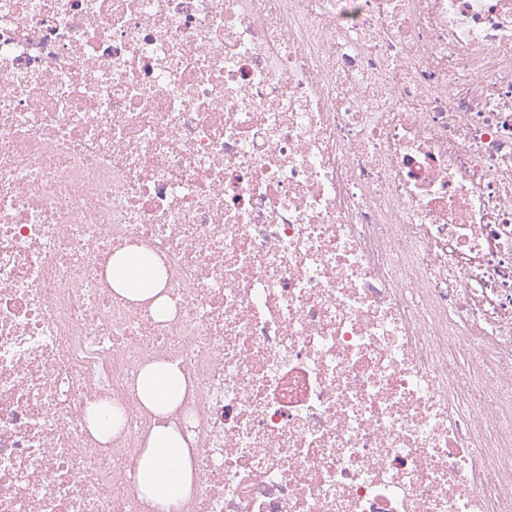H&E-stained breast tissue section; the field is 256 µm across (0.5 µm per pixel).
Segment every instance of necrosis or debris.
Wrapping results in <instances>:
<instances>
[{"instance_id": "1", "label": "necrosis or debris", "mask_w": 512, "mask_h": 512, "mask_svg": "<svg viewBox=\"0 0 512 512\" xmlns=\"http://www.w3.org/2000/svg\"><path fill=\"white\" fill-rule=\"evenodd\" d=\"M155 361L180 512H512V0H0V512H149ZM108 274L119 287L118 292L136 300L153 297L161 290L156 288L147 264L136 251L112 259ZM185 381L178 366L158 362L139 374L137 391L155 416V424L138 463V496L154 512H178L195 478L187 444L170 423L180 403Z\"/></svg>"}]
</instances>
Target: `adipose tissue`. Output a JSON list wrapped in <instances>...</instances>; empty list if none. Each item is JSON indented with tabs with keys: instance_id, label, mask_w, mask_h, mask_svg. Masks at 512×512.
<instances>
[{
	"instance_id": "ef3b65f1",
	"label": "adipose tissue",
	"mask_w": 512,
	"mask_h": 512,
	"mask_svg": "<svg viewBox=\"0 0 512 512\" xmlns=\"http://www.w3.org/2000/svg\"><path fill=\"white\" fill-rule=\"evenodd\" d=\"M108 274L120 293L130 298L144 300L157 293L148 266L138 252L115 257ZM184 387V376L173 363L150 364L138 376L139 396L155 416L136 473L138 495L150 512H179L195 478L187 445L169 421Z\"/></svg>"
}]
</instances>
